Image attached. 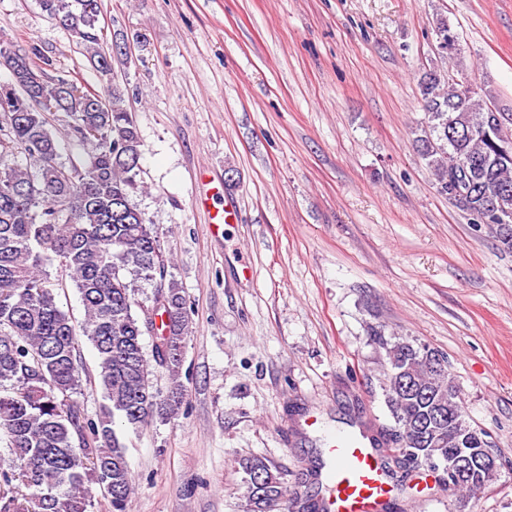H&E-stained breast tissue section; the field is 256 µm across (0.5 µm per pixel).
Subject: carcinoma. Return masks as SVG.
Returning <instances> with one entry per match:
<instances>
[{"label": "carcinoma", "mask_w": 512, "mask_h": 512, "mask_svg": "<svg viewBox=\"0 0 512 512\" xmlns=\"http://www.w3.org/2000/svg\"><path fill=\"white\" fill-rule=\"evenodd\" d=\"M71 32L104 75L111 59L100 51L99 0H39ZM50 60L35 46L0 40V66L12 76L0 87L8 125L0 140V439L12 459L0 461V512H89L85 484L94 480L112 512H127L135 486L126 445L115 425L134 432L178 416L184 397L183 349L191 332L183 289L168 277L169 260L157 225L134 202L140 188L142 139L125 90L98 94L59 76L32 84L28 73ZM423 121L413 142L436 177L439 194L470 216L490 220L503 204L512 212V153L498 136L512 137L490 93L469 91L445 72L419 77ZM63 112L86 149L79 162L58 161L59 143L45 113ZM57 260L80 294L85 317L75 325L56 302L48 266ZM152 286L143 300L136 294ZM151 334V349L142 343ZM97 352L104 403L97 419L71 399L81 387L78 336ZM389 367L385 402L392 430L405 436L395 451L414 465L448 461L465 437L486 448L485 434L466 419L448 370H435L436 351L398 339L385 343ZM412 370L415 389L398 370ZM165 372L166 391L154 383ZM246 512H270L296 492L284 486L266 459L241 462ZM495 471L450 483L474 492Z\"/></svg>", "instance_id": "obj_1"}]
</instances>
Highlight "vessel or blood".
<instances>
[{"label":"vessel or blood","instance_id":"b4317fda","mask_svg":"<svg viewBox=\"0 0 512 512\" xmlns=\"http://www.w3.org/2000/svg\"><path fill=\"white\" fill-rule=\"evenodd\" d=\"M335 461L328 474L331 512H377L391 486L379 455L357 438L336 440L330 449Z\"/></svg>","mask_w":512,"mask_h":512}]
</instances>
